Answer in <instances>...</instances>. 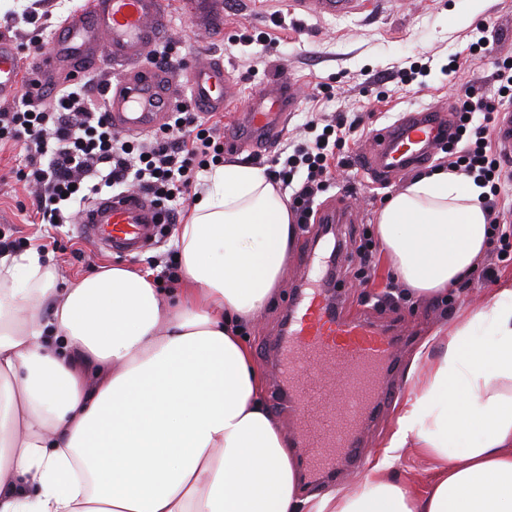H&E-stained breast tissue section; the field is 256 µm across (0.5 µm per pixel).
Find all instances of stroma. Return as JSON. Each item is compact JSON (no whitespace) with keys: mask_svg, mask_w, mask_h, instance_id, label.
<instances>
[{"mask_svg":"<svg viewBox=\"0 0 512 512\" xmlns=\"http://www.w3.org/2000/svg\"><path fill=\"white\" fill-rule=\"evenodd\" d=\"M84 2L5 0L0 5V34L14 40L21 58L17 96L29 93L28 80L36 75L35 62ZM162 2L165 23L142 54L150 61L159 51L168 50L174 59L178 100L190 99L183 82L186 71L213 59L223 61L240 89L229 111L220 113V121H229L232 113L247 110L251 94L272 79L292 84L300 97L298 109L274 142L225 153V161L272 169L285 161L286 147L308 138L307 113L327 120L342 113L360 115V126L343 149L347 164L334 170L332 187L317 197L316 205L357 209L356 221L361 226L374 223L384 194L397 193L405 182L416 174L431 172L437 163L436 158H429L388 189H381L354 164L356 156L366 149L371 131L395 123L404 113L445 106L449 97L468 87L476 95L493 96L498 88L493 77L496 64L512 58V0H384L378 6L372 0H361L356 12L338 18L321 16L320 0H307L302 10L292 0ZM480 24L486 27L489 38L484 50L474 47ZM23 168V148L0 147V239L19 242L24 250L43 247L63 285L102 264L131 263L165 278V268L154 266L152 260L174 249L176 227L184 223V215H177L159 241L140 253H105L81 237L78 224L37 223L39 191L20 177ZM317 229V222L312 220L298 230L286 257L282 288L247 331L248 344L265 377V403L286 432L293 417L276 403L278 379L266 358V341L284 326V312L303 279L301 264L307 242ZM355 237L350 227L336 231L342 244L338 289L345 298L347 315H366L393 324L403 337L396 352V368L380 379L387 388L409 389L406 374L422 341L447 326L454 314L483 304L496 288L512 284V260L498 261L490 248L479 259L466 287L449 290L442 301L408 296L391 278L379 254L374 257L370 280L358 288L354 285L358 264L353 252ZM395 413V403L385 405L362 429L357 459L339 457L333 479H302L300 496L335 488L350 491L362 485L371 458L381 452L395 429Z\"/></svg>","mask_w":512,"mask_h":512,"instance_id":"stroma-1","label":"stroma"}]
</instances>
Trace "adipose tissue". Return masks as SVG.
<instances>
[{
    "label": "adipose tissue",
    "instance_id": "ef3b65f1",
    "mask_svg": "<svg viewBox=\"0 0 512 512\" xmlns=\"http://www.w3.org/2000/svg\"><path fill=\"white\" fill-rule=\"evenodd\" d=\"M483 192L440 170L380 211V246L413 294L444 295L485 253ZM295 233L264 170L227 163L177 229L182 287L112 265L62 288L37 249L0 254V512H512L510 287L415 353L396 429L359 489L299 497L242 336L281 285ZM401 448L428 461L424 491L389 475Z\"/></svg>",
    "mask_w": 512,
    "mask_h": 512
}]
</instances>
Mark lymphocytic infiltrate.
I'll return each instance as SVG.
<instances>
[{
	"label": "lymphocytic infiltrate",
	"instance_id": "lymphocytic-infiltrate-1",
	"mask_svg": "<svg viewBox=\"0 0 512 512\" xmlns=\"http://www.w3.org/2000/svg\"><path fill=\"white\" fill-rule=\"evenodd\" d=\"M499 84L493 97H458V137L467 138L465 148L448 143L443 167L474 175L487 191L481 204L487 212L491 239L497 244L498 260L512 255V209L499 205L503 188L512 184V170L506 169L501 151L491 144L496 120L506 101H512V60H504L495 72ZM359 118L330 121L328 131L314 141L295 147L281 171L274 177L291 187L299 166L307 175L299 189H293L290 203L307 221L318 193L331 180L337 152L356 131ZM173 126L187 131L188 139L177 141L168 133L139 141L118 135L99 113L86 86L63 92L58 108L43 112L28 106L0 113V142L23 145L25 178L39 186V209L51 223L63 224L71 202H82L101 188L114 187L134 178L153 203L174 214L177 202L190 199L199 172L224 161V143L217 126H203L190 104L177 105Z\"/></svg>",
	"mask_w": 512,
	"mask_h": 512
}]
</instances>
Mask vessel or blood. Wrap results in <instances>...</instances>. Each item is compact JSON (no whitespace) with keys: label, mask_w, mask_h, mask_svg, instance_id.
Here are the masks:
<instances>
[{"label":"vessel or blood","mask_w":512,"mask_h":512,"mask_svg":"<svg viewBox=\"0 0 512 512\" xmlns=\"http://www.w3.org/2000/svg\"><path fill=\"white\" fill-rule=\"evenodd\" d=\"M161 8V0H89L37 68L54 72L62 59L83 67L92 62L98 37L107 36L108 55L122 68L105 85L109 120L128 134L153 131L175 106L171 73L141 62L140 48L154 38L157 29L150 21ZM18 70L14 41L0 36V101L14 98ZM187 83L191 100L209 112L224 111L237 98V85L216 63L191 69ZM298 103L287 83H268L234 121L233 131L225 132V147L272 143ZM452 132L453 115L446 110L409 113L373 130L361 161L374 178L389 182L428 159ZM164 221L160 208L129 192L98 198L79 218L83 235L111 251L146 249ZM277 349L275 368L284 401L296 416L292 431L301 455L311 471L331 472L337 456L356 452L361 421L384 401L376 377L392 353L393 339L369 319L342 316L322 289L306 280L289 310L288 335L278 338Z\"/></svg>","instance_id":"vessel-or-blood-1"}]
</instances>
